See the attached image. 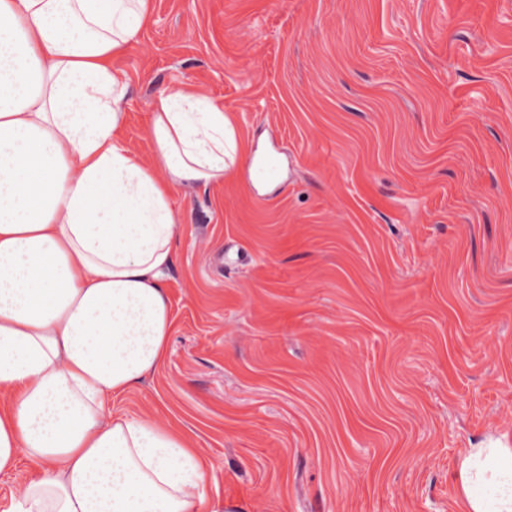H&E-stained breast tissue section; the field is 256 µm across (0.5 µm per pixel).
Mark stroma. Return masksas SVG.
<instances>
[{"label":"stroma","instance_id":"35a3bbf8","mask_svg":"<svg viewBox=\"0 0 512 512\" xmlns=\"http://www.w3.org/2000/svg\"><path fill=\"white\" fill-rule=\"evenodd\" d=\"M112 62L130 146L156 92L234 113L246 174L184 216L154 407L245 512H473L512 456V0H152ZM495 453L496 448H475L462 464V478L466 488L472 491L479 487L490 492L493 507L485 509L482 502L471 500L475 512L512 511V461L489 464ZM483 456H486L484 461L481 460Z\"/></svg>","mask_w":512,"mask_h":512}]
</instances>
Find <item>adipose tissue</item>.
I'll return each mask as SVG.
<instances>
[{
    "mask_svg": "<svg viewBox=\"0 0 512 512\" xmlns=\"http://www.w3.org/2000/svg\"><path fill=\"white\" fill-rule=\"evenodd\" d=\"M151 0H0V474L36 468L0 512H241L212 464L152 407L115 396L162 368L174 333L172 195L235 175L233 113L195 85L157 92L145 158L110 59ZM475 448L467 489L512 512V461Z\"/></svg>",
    "mask_w": 512,
    "mask_h": 512,
    "instance_id": "1",
    "label": "adipose tissue"
}]
</instances>
